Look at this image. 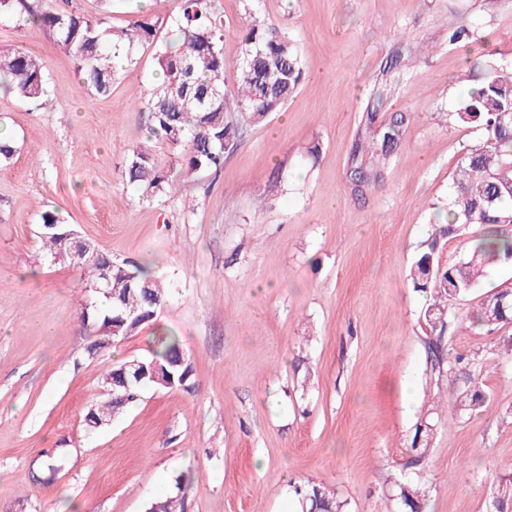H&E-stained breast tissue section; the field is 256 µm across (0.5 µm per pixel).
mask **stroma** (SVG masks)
<instances>
[{
  "label": "stroma",
  "mask_w": 512,
  "mask_h": 512,
  "mask_svg": "<svg viewBox=\"0 0 512 512\" xmlns=\"http://www.w3.org/2000/svg\"><path fill=\"white\" fill-rule=\"evenodd\" d=\"M234 74L238 30L257 9L304 52L295 98L243 126L219 173L181 178L149 200L123 182L131 145L164 167L182 156L149 138L137 98L159 73L150 48L103 96L43 27L0 24V48L39 56L53 110L0 93L18 151L0 167V512H144L158 481L185 512H295V486L334 489L347 512H399L396 482L425 490L423 512H488L512 477V324L469 317L512 288V261L452 297L429 328L432 297L409 268L477 125L451 115L467 54L448 34L468 23L512 63V0H210ZM412 119L388 161L356 152L369 123ZM376 171L355 192L357 167ZM64 217L116 261L150 265L174 293L139 331L95 355L80 270L51 263L42 216ZM179 337L186 388L143 390L108 425L113 365ZM456 367L448 362L454 356ZM480 385L482 407L449 416ZM62 463L52 481L44 466Z\"/></svg>",
  "instance_id": "stroma-1"
}]
</instances>
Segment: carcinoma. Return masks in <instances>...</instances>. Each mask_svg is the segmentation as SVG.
<instances>
[{
    "instance_id": "1",
    "label": "carcinoma",
    "mask_w": 512,
    "mask_h": 512,
    "mask_svg": "<svg viewBox=\"0 0 512 512\" xmlns=\"http://www.w3.org/2000/svg\"><path fill=\"white\" fill-rule=\"evenodd\" d=\"M0 20H23L51 30L59 47L75 60L83 83L98 95L110 92L119 71L133 62L139 50L153 48L160 76L139 96L146 130L149 136L181 151L189 173L219 170L224 152L237 143L243 124H260L280 111L296 95L304 75L300 48L284 36L269 33L264 22L253 15L239 35L241 52L234 79L227 81L224 25L214 17L208 0H181L171 23L172 38L167 40L160 39V27L147 15L115 29L101 19L91 21L65 9L39 12L28 0H0ZM477 40L474 27H460L448 36L452 45ZM475 66L482 77L452 117L457 123L477 124L483 138L464 148L439 236L452 237L466 224L487 230L472 240L470 256L454 265L440 267L435 239L415 260L410 273L413 288L430 291L435 297L427 321L433 330L444 323L445 300L477 288L485 266L512 259V65L506 67L490 54ZM0 89L44 106L54 100L42 60L22 48L0 50ZM409 118L410 114L399 113L382 125L380 147L372 153L387 159ZM180 176V172L165 170L156 156L141 146L129 150L122 169L126 184L142 191L145 198L168 193ZM42 227V247L52 262L85 271L93 280L103 274L112 279V292L102 294L105 304L82 315L83 323L99 336L88 346L89 354H96L114 336L132 335L166 305L169 289L148 266L116 262L101 252L97 267L91 270L80 251L62 243L69 228L57 215L44 213ZM429 268L430 275L426 274ZM493 299L505 303L498 324L511 322L512 289L488 296V301ZM182 353L175 337L162 335L141 362L146 369L159 363L173 374L174 388L179 389L186 386L191 373L185 365L174 366ZM104 383L115 386L123 399L104 402L93 410V416L103 421L135 402L143 387L156 385L148 377L138 379L135 368L126 361L113 366ZM483 401L482 392L474 389L466 398L451 403L450 413L479 408ZM398 488L400 503L409 512H419V485L400 483ZM499 490L495 512H512V480L501 482ZM296 496L301 512H343L344 504L321 484L310 482L296 489ZM182 505L183 499L168 494L151 499L146 512H184Z\"/></svg>"
}]
</instances>
